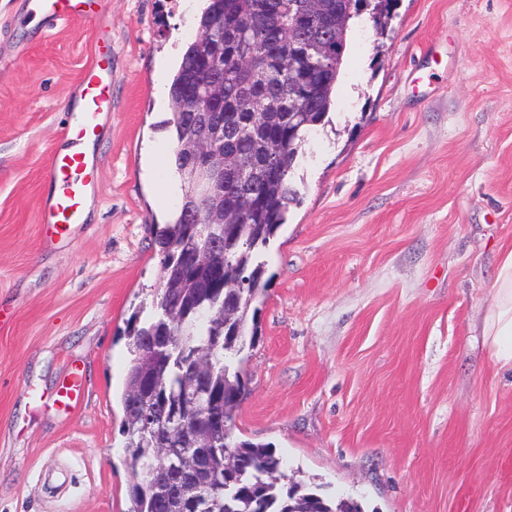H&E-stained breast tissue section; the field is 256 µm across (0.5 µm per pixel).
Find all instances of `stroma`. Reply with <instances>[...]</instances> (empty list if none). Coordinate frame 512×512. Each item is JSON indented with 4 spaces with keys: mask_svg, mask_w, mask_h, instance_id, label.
I'll use <instances>...</instances> for the list:
<instances>
[{
    "mask_svg": "<svg viewBox=\"0 0 512 512\" xmlns=\"http://www.w3.org/2000/svg\"><path fill=\"white\" fill-rule=\"evenodd\" d=\"M20 25L0 0V512H125L127 319L162 276L181 196L167 89L198 0H92ZM356 19L336 100L265 256L236 433L365 512H512V371L481 326L512 244V0H396ZM113 111L91 220L46 248L41 183L82 74ZM86 395L64 410L72 368Z\"/></svg>",
    "mask_w": 512,
    "mask_h": 512,
    "instance_id": "1",
    "label": "stroma"
}]
</instances>
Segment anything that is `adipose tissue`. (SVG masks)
I'll return each mask as SVG.
<instances>
[{"label": "adipose tissue", "instance_id": "obj_1", "mask_svg": "<svg viewBox=\"0 0 512 512\" xmlns=\"http://www.w3.org/2000/svg\"><path fill=\"white\" fill-rule=\"evenodd\" d=\"M483 336L493 362L512 369V248L502 256L491 305L484 317Z\"/></svg>", "mask_w": 512, "mask_h": 512}]
</instances>
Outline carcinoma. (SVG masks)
I'll list each match as a JSON object with an SVG mask.
<instances>
[{"mask_svg":"<svg viewBox=\"0 0 512 512\" xmlns=\"http://www.w3.org/2000/svg\"><path fill=\"white\" fill-rule=\"evenodd\" d=\"M322 27H309L308 0H207L197 32L187 43L169 88L175 139L174 169L182 198L170 223L157 232L162 269L178 274V287L161 281L150 310L127 321L130 359L121 396L125 464L132 478L171 488L166 496L136 485L127 512H182L172 489L178 466L203 467L205 484L188 491L195 512H363L354 500H330L288 481L267 444L234 435L235 413L247 395L241 354L254 346L257 325L249 312L264 290L261 256L287 223L298 191L290 177L306 135L325 124L339 80L352 21L370 8L376 26L387 24L391 0H317ZM222 97L211 99L213 85ZM233 124L224 155L249 163L254 180L224 168V205L246 190L254 206L236 224L206 229L187 213L196 202L189 173L197 125ZM278 160L266 166L267 151ZM214 255L211 272L199 270L194 252ZM248 279L251 287H240ZM165 337L163 344L158 338ZM219 345L207 363L183 351ZM183 406L188 432L181 454L152 439L146 416L166 420Z\"/></svg>","mask_w":512,"mask_h":512,"instance_id":"1","label":"carcinoma"}]
</instances>
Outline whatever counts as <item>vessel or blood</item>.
I'll return each instance as SVG.
<instances>
[{
    "label": "vessel or blood",
    "mask_w": 512,
    "mask_h": 512,
    "mask_svg": "<svg viewBox=\"0 0 512 512\" xmlns=\"http://www.w3.org/2000/svg\"><path fill=\"white\" fill-rule=\"evenodd\" d=\"M70 0H36L30 20L52 26L63 19ZM112 71L106 61H98L83 74L74 101L75 113L64 135L68 151L56 152L50 158L39 203L38 221L55 235L71 234L82 223L89 187L96 181L97 164L83 151V144L99 135L101 117L112 110L110 88ZM85 394L80 370H72L66 382L55 393V401L70 409L81 404Z\"/></svg>",
    "instance_id": "b4317fda"
}]
</instances>
